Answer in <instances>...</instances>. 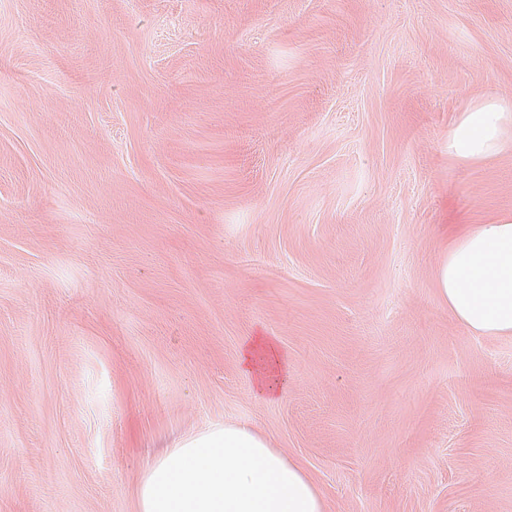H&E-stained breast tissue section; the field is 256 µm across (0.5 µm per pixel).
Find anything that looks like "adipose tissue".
Listing matches in <instances>:
<instances>
[{"label": "adipose tissue", "mask_w": 512, "mask_h": 512, "mask_svg": "<svg viewBox=\"0 0 512 512\" xmlns=\"http://www.w3.org/2000/svg\"><path fill=\"white\" fill-rule=\"evenodd\" d=\"M512 146V102L470 103L448 129V154L462 163ZM436 284L454 318L478 336H512V213L460 230L442 255ZM241 368L275 397L284 358L264 336L243 344ZM137 512H327L311 476L257 428L224 424L182 436L145 468Z\"/></svg>", "instance_id": "ef3b65f1"}]
</instances>
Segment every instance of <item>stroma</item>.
I'll return each instance as SVG.
<instances>
[{
	"mask_svg": "<svg viewBox=\"0 0 512 512\" xmlns=\"http://www.w3.org/2000/svg\"><path fill=\"white\" fill-rule=\"evenodd\" d=\"M484 96L512 0H0V512H136L224 422L328 512H512V337L436 285L512 213V151L448 156ZM240 367L255 378L258 392L266 397H275L284 358L275 344L266 336L251 337L240 352Z\"/></svg>",
	"mask_w": 512,
	"mask_h": 512,
	"instance_id": "1",
	"label": "stroma"
}]
</instances>
